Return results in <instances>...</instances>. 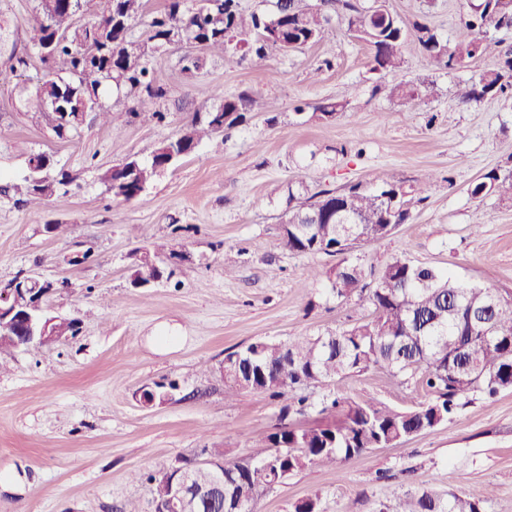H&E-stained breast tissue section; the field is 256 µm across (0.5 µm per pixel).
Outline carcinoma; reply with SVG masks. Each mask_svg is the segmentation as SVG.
Here are the masks:
<instances>
[{"instance_id": "obj_1", "label": "carcinoma", "mask_w": 512, "mask_h": 512, "mask_svg": "<svg viewBox=\"0 0 512 512\" xmlns=\"http://www.w3.org/2000/svg\"><path fill=\"white\" fill-rule=\"evenodd\" d=\"M145 5L146 0H73L74 12L90 22L72 32L70 15L49 18L35 8L27 27L34 52L51 40L55 45L50 56L40 58L47 75L31 92L36 102L33 117L44 120L57 138L78 134L90 112L111 123L117 104L129 114L164 119V112L153 107L164 91L154 87L149 58L173 39L204 44L202 56H183V71L188 73L199 70L208 55L223 58L228 67L245 62L262 67L274 49L295 51L322 41L336 17L371 48V70L388 74L401 70L403 49L409 44L435 66L452 69L481 54L490 32L512 33V0H467L451 45L427 25L416 23L408 29L393 13L377 16L361 0H272L269 12L248 15L238 0H165L152 17L146 38L137 40L131 28ZM108 87L116 90V99L106 104L102 96ZM423 93V87L409 82L389 87L390 95L408 100ZM508 96L512 97V47L494 68L462 82L456 94L462 106ZM267 108L266 102L242 92L224 98L203 116H193L149 160L135 158L124 166L130 187L124 200L140 198L154 177L194 153L204 138ZM34 162L44 163L46 169L29 171L19 182L0 180V198L38 206L70 184L69 173L57 168L51 155L34 153L27 164ZM434 178L430 172L408 186L387 183L370 190L357 183L340 191L306 188L289 194L284 246L296 253L342 256L329 275L330 292L340 300H355L369 315L348 330L292 340L285 352L275 341H258L260 352L250 360V373L225 377L224 396L247 391L285 398L299 387L324 386L380 367L395 375L419 377L430 397L405 410L336 397L324 410L341 407L342 418L307 428L286 422L292 405H285L283 423L265 437V447L248 458V480L240 482L226 473L231 502L240 504L239 512H255L257 500L274 488L283 465L272 463L273 448L295 449L288 460L292 474L309 467H334L438 426L478 393L493 396L512 388V301L496 306L488 324L477 325L469 319L465 300L478 301L486 289L405 257L387 261L372 286L364 266L344 257L346 232L368 242L391 235L428 199ZM469 193L512 202V166L489 170L470 185ZM491 493L488 485L463 494L450 490L445 499L428 491L411 493L395 512H482Z\"/></svg>"}]
</instances>
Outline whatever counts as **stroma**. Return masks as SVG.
Masks as SVG:
<instances>
[{
	"label": "stroma",
	"instance_id": "stroma-1",
	"mask_svg": "<svg viewBox=\"0 0 512 512\" xmlns=\"http://www.w3.org/2000/svg\"><path fill=\"white\" fill-rule=\"evenodd\" d=\"M462 0H386L404 26L426 17L452 39ZM512 47L498 33L468 66L441 70L417 48L404 50L400 75L378 76L371 51L333 20L323 40L265 67H225L214 57L182 70L183 47L150 66L167 91L164 122L126 113L113 124L87 119L60 140L26 114L44 67L10 72L0 55V173L21 180L31 154L46 152L72 178L68 194L39 209L0 201V281L33 273L58 282L52 316L78 320L75 335L0 354V512H122L133 501L154 512L146 475L220 448L235 461L262 447L282 400L244 392L228 399L219 371L225 354L258 340L286 341L349 328L368 313L330 292L337 257L297 254L283 244L288 195L305 187L415 183L437 175L428 200L388 237L355 247L351 260L382 267L396 256L504 294L512 292V202L472 198L468 187L512 164V99L467 108L459 82L493 68ZM330 68H322L323 60ZM429 87L407 101L388 85ZM249 92L275 103L204 139L127 202L108 192L103 170L127 157L149 160L194 113ZM348 95L333 118L315 107ZM48 224L64 225L58 235ZM169 242L183 259L171 279L135 288L136 251ZM163 385L153 404L143 389ZM398 409L425 401L411 377L372 369L335 385L306 387L296 426L325 419L330 393ZM480 485L494 494L483 512H512V390L474 396L451 420L402 444L376 448L333 468L312 467L261 496L257 512H293L314 499L319 512H393L409 490L439 494Z\"/></svg>",
	"mask_w": 512,
	"mask_h": 512
}]
</instances>
